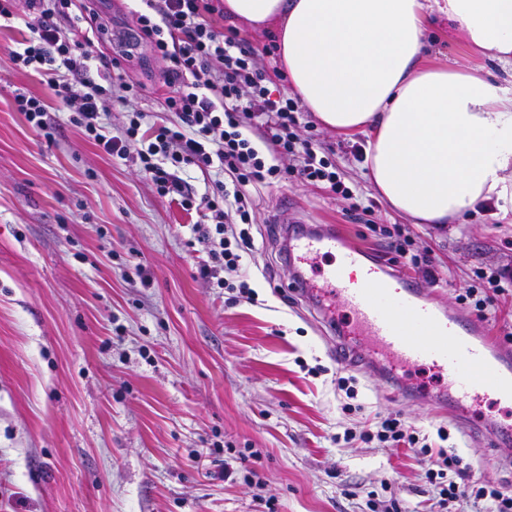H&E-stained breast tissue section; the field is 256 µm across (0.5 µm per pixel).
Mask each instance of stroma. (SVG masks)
<instances>
[{
	"instance_id": "1",
	"label": "stroma",
	"mask_w": 512,
	"mask_h": 512,
	"mask_svg": "<svg viewBox=\"0 0 512 512\" xmlns=\"http://www.w3.org/2000/svg\"><path fill=\"white\" fill-rule=\"evenodd\" d=\"M140 7L97 2L132 52L123 67L143 86L138 106L157 122L164 66L138 37L131 13ZM30 35L20 20L0 28V512H370L373 495L432 512L412 452L339 439L390 412L430 435L447 428L476 476L512 483V456L485 449L448 412L337 363L335 336L293 291L267 233L281 217L330 227L386 262L379 230L404 225L439 280L406 277L468 319L456 296L477 268L512 267V223L480 212L441 231L385 204L360 218L311 186H259L243 265L257 301L248 303L230 288L236 275L226 288L200 278L197 213L160 197L131 160L100 155L69 113H57L48 138L17 111L16 90L54 98L42 76L9 59ZM424 61L505 78L436 14ZM313 133L333 147L345 183L375 197L351 141L321 125ZM348 376L358 390L350 412L337 388ZM242 453L255 457L263 501L238 469Z\"/></svg>"
}]
</instances>
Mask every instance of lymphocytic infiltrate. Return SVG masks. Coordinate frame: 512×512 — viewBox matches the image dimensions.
Here are the masks:
<instances>
[{"instance_id": "lymphocytic-infiltrate-1", "label": "lymphocytic infiltrate", "mask_w": 512, "mask_h": 512, "mask_svg": "<svg viewBox=\"0 0 512 512\" xmlns=\"http://www.w3.org/2000/svg\"><path fill=\"white\" fill-rule=\"evenodd\" d=\"M134 12L139 36L154 58L165 65L157 102L167 120L146 124V115L132 106L140 86L127 78L121 62L98 47L102 31L86 0H0V20L28 18L31 36L10 50L18 68L32 69L55 89L57 103L17 91L19 112L37 131L55 128V108L68 110L71 121L110 157L136 155L139 171L160 196L183 209H199L203 220L193 231L203 245L206 260L199 265L202 279L227 287L226 276L242 268L250 250L256 204L249 186L294 180L342 197L349 209L374 214L375 200L347 186L330 155L331 148L315 139H301L298 128L313 122L297 99L274 96L271 87L285 81L278 67L260 65V56L274 54L275 43L254 47L239 31H225L223 0H142ZM120 106L131 115L117 134L106 133L102 114ZM201 172L219 168L224 180L209 193L195 196L179 177L185 166ZM384 241L403 267L436 276L428 254L414 250L409 231L401 226L385 231ZM512 298V268L493 272L475 270L456 297L478 318ZM437 441L400 417L380 416L374 426L345 430V439L378 442L380 447L405 445L427 462L425 478L444 512H512V487L492 483L472 473L469 459L444 448L450 437L438 428Z\"/></svg>"}]
</instances>
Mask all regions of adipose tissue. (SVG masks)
Here are the masks:
<instances>
[{"label":"adipose tissue","mask_w":512,"mask_h":512,"mask_svg":"<svg viewBox=\"0 0 512 512\" xmlns=\"http://www.w3.org/2000/svg\"><path fill=\"white\" fill-rule=\"evenodd\" d=\"M512 72V0H224L274 29L292 94L337 133L365 135L376 191L420 224L477 208L512 217V85L423 62L429 12Z\"/></svg>","instance_id":"obj_1"}]
</instances>
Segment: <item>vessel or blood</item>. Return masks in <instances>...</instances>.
I'll return each instance as SVG.
<instances>
[{
    "instance_id": "1",
    "label": "vessel or blood",
    "mask_w": 512,
    "mask_h": 512,
    "mask_svg": "<svg viewBox=\"0 0 512 512\" xmlns=\"http://www.w3.org/2000/svg\"><path fill=\"white\" fill-rule=\"evenodd\" d=\"M319 254L329 256V263L316 276L297 274L295 288L323 309L343 300L352 319L332 325L337 354L353 353L355 337H366L367 364L383 360L382 375L398 388L413 369H427L446 383L433 404L468 425L486 402L512 404V349H497L494 338L475 321L438 311L434 296L416 282L401 275L388 282L387 264L345 245L334 231L289 235L291 264L308 263ZM479 426L487 444L512 446V425Z\"/></svg>"
}]
</instances>
